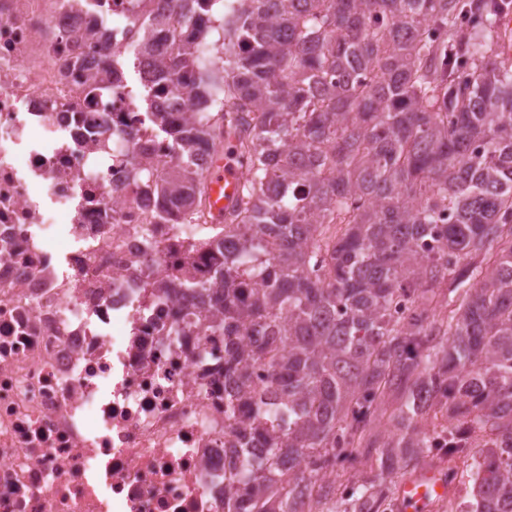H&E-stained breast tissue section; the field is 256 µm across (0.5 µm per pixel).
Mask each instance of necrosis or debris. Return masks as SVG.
<instances>
[{
  "label": "necrosis or debris",
  "mask_w": 512,
  "mask_h": 512,
  "mask_svg": "<svg viewBox=\"0 0 512 512\" xmlns=\"http://www.w3.org/2000/svg\"><path fill=\"white\" fill-rule=\"evenodd\" d=\"M145 11L0 0V512H224L243 453L230 337L173 335L190 305L160 288L209 277L208 234L155 223L132 180L174 160L132 83L186 112L143 64L110 74Z\"/></svg>",
  "instance_id": "obj_1"
}]
</instances>
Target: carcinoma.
<instances>
[{"label": "carcinoma", "instance_id": "obj_1", "mask_svg": "<svg viewBox=\"0 0 512 512\" xmlns=\"http://www.w3.org/2000/svg\"><path fill=\"white\" fill-rule=\"evenodd\" d=\"M175 2L222 43L159 54V81L192 112L173 128L136 91L176 163L135 182L158 218L214 225L213 278L181 270L161 287L202 306L210 332L246 340L224 368L265 458L224 478V512H393L389 476L437 456L453 480L462 453L471 512H512V58L499 29L512 0ZM203 142L244 169L219 218ZM244 274L261 287L244 293ZM443 284L455 308L437 318L425 300ZM256 368L274 397L253 392ZM390 391L398 434L367 466L359 447ZM432 413L457 428L427 433ZM478 431L495 438L475 456ZM338 471L359 479L341 489Z\"/></svg>", "mask_w": 512, "mask_h": 512}]
</instances>
